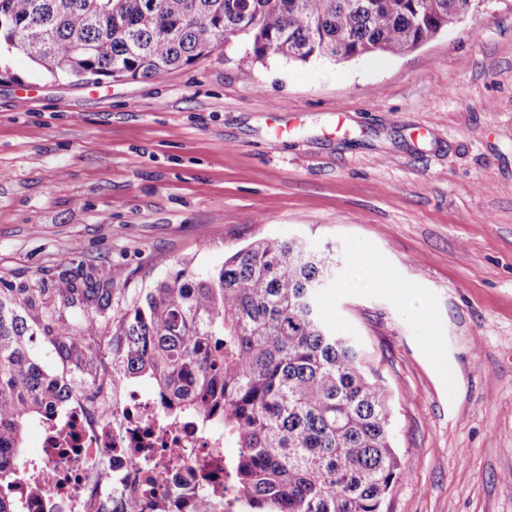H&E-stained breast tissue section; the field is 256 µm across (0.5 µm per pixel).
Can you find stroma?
<instances>
[{
    "label": "stroma",
    "mask_w": 512,
    "mask_h": 512,
    "mask_svg": "<svg viewBox=\"0 0 512 512\" xmlns=\"http://www.w3.org/2000/svg\"><path fill=\"white\" fill-rule=\"evenodd\" d=\"M243 48L79 82L1 49L0 288L118 301L261 238L332 253L322 319L405 462L383 512H512V0L401 55Z\"/></svg>",
    "instance_id": "obj_1"
}]
</instances>
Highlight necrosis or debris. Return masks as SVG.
<instances>
[{"mask_svg":"<svg viewBox=\"0 0 512 512\" xmlns=\"http://www.w3.org/2000/svg\"><path fill=\"white\" fill-rule=\"evenodd\" d=\"M15 489L23 512H250L223 432L168 424L157 397L117 379L102 404L74 391L41 423Z\"/></svg>","mask_w":512,"mask_h":512,"instance_id":"obj_1","label":"necrosis or debris"}]
</instances>
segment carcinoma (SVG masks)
<instances>
[{
    "label": "carcinoma",
    "mask_w": 512,
    "mask_h": 512,
    "mask_svg": "<svg viewBox=\"0 0 512 512\" xmlns=\"http://www.w3.org/2000/svg\"><path fill=\"white\" fill-rule=\"evenodd\" d=\"M473 0H0V44L53 76L154 78L222 41L247 42L244 70L402 54ZM336 263L303 243L256 240L211 268H181L104 318L112 289L0 288V512H19L23 432L60 406L72 378L33 352L52 345L101 391L107 366L152 380L164 414L219 426L242 452L251 512H382L404 470L391 398L356 344L323 323Z\"/></svg>",
    "instance_id": "obj_1"
}]
</instances>
